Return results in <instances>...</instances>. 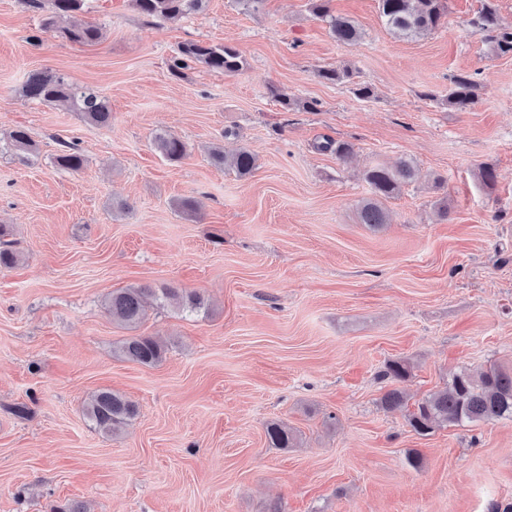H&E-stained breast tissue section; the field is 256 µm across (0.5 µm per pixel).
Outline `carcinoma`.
Masks as SVG:
<instances>
[{"instance_id":"1","label":"carcinoma","mask_w":512,"mask_h":512,"mask_svg":"<svg viewBox=\"0 0 512 512\" xmlns=\"http://www.w3.org/2000/svg\"><path fill=\"white\" fill-rule=\"evenodd\" d=\"M136 10L152 20H170L200 10L204 0H132ZM331 0H310L312 14L326 22L332 36L344 44L359 41L362 33L355 22L347 17L335 15L330 7ZM26 9L43 12L42 29L53 28L57 19L72 17L82 10L83 0H51V8L45 7V0H22ZM379 15L385 27L406 37H420L430 34L445 24L444 0H378ZM469 25L483 33L485 39L494 45L501 55L512 53V28L502 25L495 0H483L477 14ZM65 38L73 43L90 45L101 37V28L90 22L75 21L63 29ZM193 64H201L215 72L234 74L243 69L244 61L239 51L227 44H213L189 41L178 46L176 55L169 66L172 75L179 77L183 70ZM480 83L471 74H457L452 77L446 103L448 109L467 111L479 101ZM23 94L33 100L53 105H64L80 113L87 123L96 127L110 124L112 112L108 102L88 89L70 85L63 76L50 71H37L28 75ZM10 140L16 156L26 161L34 151V145L27 132L16 129L10 133ZM60 150L54 163L61 169L79 171L86 159L78 143L64 138L58 139ZM152 146L163 158L179 163L188 154V144L180 137L164 131L154 135ZM321 151H330L339 159L352 153V146L346 142L326 140L318 145ZM211 161L232 171L239 178L250 176L256 169V157L247 149H241L231 156L224 150L214 148ZM417 169L409 160L401 161L396 167L373 166L365 171L364 179L372 189L373 197L363 201L359 207L360 222L372 228L386 223V212L381 201L399 194L401 187L415 180ZM10 228L0 225V267L10 268L18 262V255L12 249ZM161 307L171 304L180 311L194 314L204 306L197 293L184 292L178 288H151L139 286L125 288L112 293L105 302L112 319L126 326L134 327L145 317L148 304ZM118 354L127 360L151 366L163 358V345L151 336H131L118 348ZM411 365L406 360H393L386 364L381 378L395 387L389 389L381 399L386 411L407 406L406 397L397 384L410 375ZM87 417L103 433H115L136 415V406L125 396L112 390L96 393L86 406ZM499 419H512V370L491 366L478 374L463 367L453 373L444 389L414 403L408 411L407 421L412 430L420 436H427L437 429L463 423H478ZM266 435L275 448L291 447L294 436L283 422H271Z\"/></svg>"}]
</instances>
